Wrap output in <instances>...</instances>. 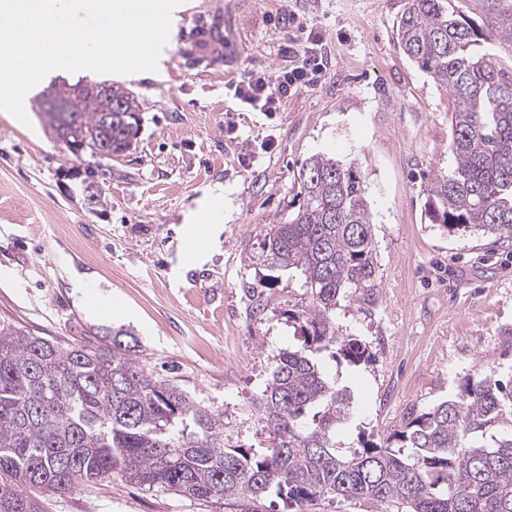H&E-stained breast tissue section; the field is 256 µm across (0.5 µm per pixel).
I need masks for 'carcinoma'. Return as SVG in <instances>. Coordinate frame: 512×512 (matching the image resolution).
Segmentation results:
<instances>
[{
  "instance_id": "cac0c4a2",
  "label": "carcinoma",
  "mask_w": 512,
  "mask_h": 512,
  "mask_svg": "<svg viewBox=\"0 0 512 512\" xmlns=\"http://www.w3.org/2000/svg\"><path fill=\"white\" fill-rule=\"evenodd\" d=\"M473 2L487 25L448 11V0H407L396 42L453 98L456 166L429 189L432 221L512 244V71L484 49L512 42V0ZM90 86L67 83L39 111L66 144L86 139L122 154L138 135V96L103 81L89 107ZM299 184L298 211L262 226L247 256L298 273L305 300L288 311L297 343L275 356L256 406L266 439L225 442L224 410L148 369L122 330L64 348L0 319V512H40L20 484L64 495L116 476L241 512L283 495L294 512L320 497L363 502L372 512L387 504L405 512H512V385L467 383L457 398L410 417L393 433L396 447H336L352 396L323 355L350 367L369 359L365 343L343 334L336 308L377 288L373 222L354 165L314 154ZM246 293L252 317L261 318L269 299L253 287Z\"/></svg>"
}]
</instances>
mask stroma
Wrapping results in <instances>:
<instances>
[{
  "label": "stroma",
  "mask_w": 512,
  "mask_h": 512,
  "mask_svg": "<svg viewBox=\"0 0 512 512\" xmlns=\"http://www.w3.org/2000/svg\"><path fill=\"white\" fill-rule=\"evenodd\" d=\"M406 2L190 0L156 71L109 77L138 95L142 117L133 149L112 159L73 155L35 103L98 73L47 76L24 101L28 123L0 110V317L63 347L127 329L147 368L223 408L232 444L257 443L255 406L274 356L293 341L288 311L302 290L280 274L265 316L253 319L244 287L266 270L246 258L262 225L297 211L300 168L325 152L365 180L379 266L373 295L336 310L370 353L360 366L335 368L354 395L337 446L383 443L468 381L512 380V250L427 215L433 178L455 165L453 101L397 47ZM217 11L220 60L181 54L183 35ZM304 24L324 37L318 81L275 112L242 106L231 84L251 68L295 64L286 47L303 40ZM217 183L224 223L198 251L184 218ZM88 185L103 208L88 207ZM80 279L111 291V310H88L73 288ZM36 496L42 512H236L117 477Z\"/></svg>",
  "instance_id": "35a3bbf8"
}]
</instances>
